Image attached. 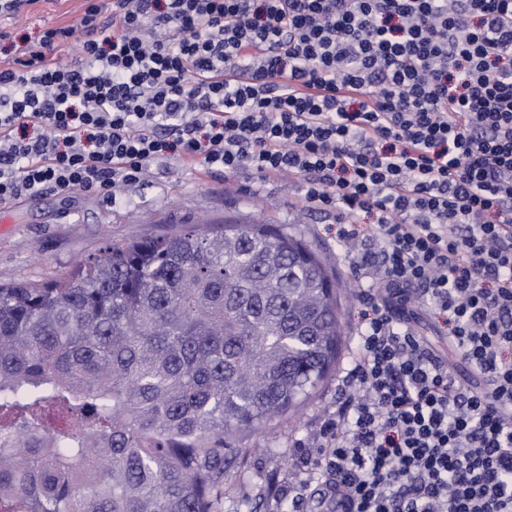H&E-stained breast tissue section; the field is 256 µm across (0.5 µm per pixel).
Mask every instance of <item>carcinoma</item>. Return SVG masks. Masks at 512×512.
<instances>
[{"label":"carcinoma","mask_w":512,"mask_h":512,"mask_svg":"<svg viewBox=\"0 0 512 512\" xmlns=\"http://www.w3.org/2000/svg\"><path fill=\"white\" fill-rule=\"evenodd\" d=\"M342 331L323 258L262 222L0 285V512H218L241 441L302 410Z\"/></svg>","instance_id":"carcinoma-1"}]
</instances>
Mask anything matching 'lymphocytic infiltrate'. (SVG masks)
<instances>
[{
	"label": "lymphocytic infiltrate",
	"instance_id": "1",
	"mask_svg": "<svg viewBox=\"0 0 512 512\" xmlns=\"http://www.w3.org/2000/svg\"><path fill=\"white\" fill-rule=\"evenodd\" d=\"M164 159L341 219L355 349L282 495L512 512V0H85L0 67V205Z\"/></svg>",
	"mask_w": 512,
	"mask_h": 512
}]
</instances>
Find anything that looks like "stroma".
<instances>
[{"label":"stroma","instance_id":"1","mask_svg":"<svg viewBox=\"0 0 512 512\" xmlns=\"http://www.w3.org/2000/svg\"><path fill=\"white\" fill-rule=\"evenodd\" d=\"M83 0H34L14 14H0V28L34 41L49 28L76 24ZM301 181H265L245 173H197L176 161L153 166L121 202L77 192L22 199L9 210L10 229L0 234V284L44 283L71 273L108 244L162 237L185 224H220L224 219L285 225L307 239L333 265L344 313L345 334L337 370L311 402L278 429L249 440V452L224 479L221 512H291L277 488L319 443L324 422L336 413L338 371L351 353L358 321L357 288L337 245L335 213L309 211L301 203Z\"/></svg>","mask_w":512,"mask_h":512}]
</instances>
